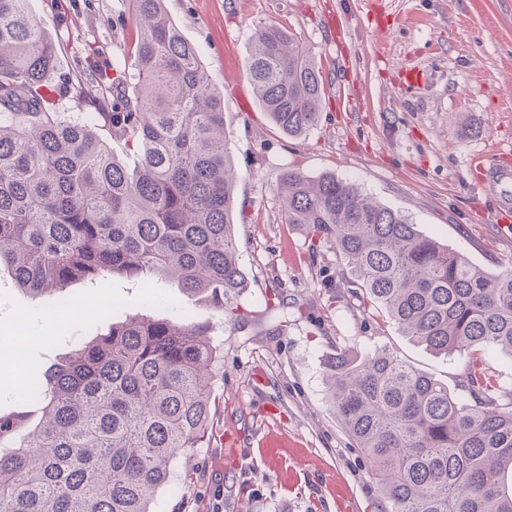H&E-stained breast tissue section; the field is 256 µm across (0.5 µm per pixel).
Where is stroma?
Masks as SVG:
<instances>
[{
    "mask_svg": "<svg viewBox=\"0 0 512 512\" xmlns=\"http://www.w3.org/2000/svg\"><path fill=\"white\" fill-rule=\"evenodd\" d=\"M224 98V131L237 170L235 236L250 286L248 312L225 321L165 279L145 289L121 274L67 290L56 337L18 316L57 311L0 273V350L23 347L22 368L0 366V411L13 389L115 322L151 316L206 326L220 351L211 427L201 447L172 463L152 512H389L368 462L331 407L326 361L336 351L386 348L449 388L466 358L412 342L385 313L348 294L350 273L329 245L311 247L283 223L276 191L289 169L333 174L407 215L491 273L512 267V232L480 183L474 155L512 149V0H165ZM59 47L52 76L110 84L134 70L137 27L125 0H29ZM279 24L311 50L327 89L318 123L283 134L243 68L258 26ZM58 312V311H57Z\"/></svg>",
    "mask_w": 512,
    "mask_h": 512,
    "instance_id": "obj_1",
    "label": "stroma"
}]
</instances>
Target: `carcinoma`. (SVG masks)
Here are the masks:
<instances>
[{
    "label": "carcinoma",
    "instance_id": "1",
    "mask_svg": "<svg viewBox=\"0 0 512 512\" xmlns=\"http://www.w3.org/2000/svg\"><path fill=\"white\" fill-rule=\"evenodd\" d=\"M127 2L135 72L116 73L99 117L137 154L132 167L93 120L59 111L57 45L28 0H0V270L32 296L111 273L146 288L171 279L236 321L246 276L224 98L164 0ZM253 40L246 70L263 109L289 135L312 128L326 87L309 48L276 24ZM111 90L70 88L96 109ZM279 197L284 223L330 242L404 334L467 356L469 401L387 349L328 365L336 419L390 512H512V386L482 358L512 353V268L475 266L334 175L288 170ZM217 359L204 331L141 317L30 377L20 398L42 405L43 421L19 445L25 416L0 422V512H150L176 452L207 436Z\"/></svg>",
    "mask_w": 512,
    "mask_h": 512
}]
</instances>
